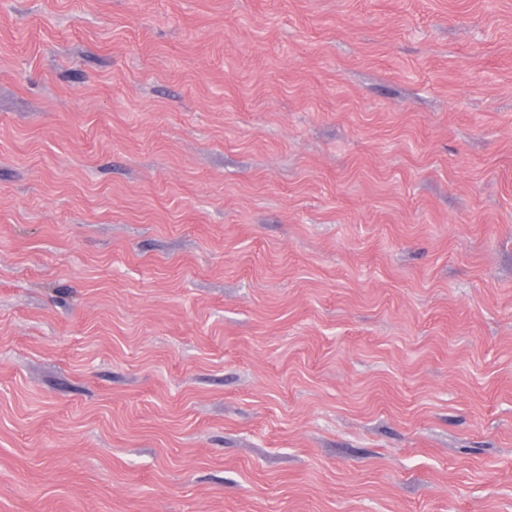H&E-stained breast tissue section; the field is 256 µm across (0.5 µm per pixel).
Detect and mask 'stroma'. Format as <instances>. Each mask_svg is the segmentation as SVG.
Wrapping results in <instances>:
<instances>
[{"label": "stroma", "mask_w": 512, "mask_h": 512, "mask_svg": "<svg viewBox=\"0 0 512 512\" xmlns=\"http://www.w3.org/2000/svg\"><path fill=\"white\" fill-rule=\"evenodd\" d=\"M0 512H512V0H0Z\"/></svg>", "instance_id": "obj_1"}]
</instances>
